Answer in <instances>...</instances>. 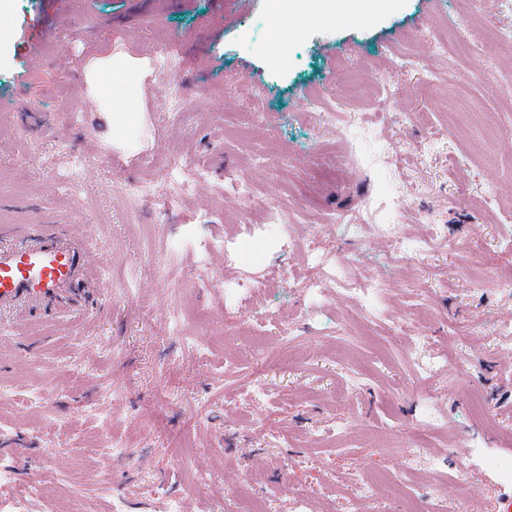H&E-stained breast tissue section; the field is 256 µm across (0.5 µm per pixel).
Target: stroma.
I'll use <instances>...</instances> for the list:
<instances>
[{"label": "stroma", "instance_id": "35a3bbf8", "mask_svg": "<svg viewBox=\"0 0 512 512\" xmlns=\"http://www.w3.org/2000/svg\"><path fill=\"white\" fill-rule=\"evenodd\" d=\"M131 3L0 0V102L15 106L0 225H75L106 287L90 323L0 332V467L15 472L0 497L12 512H166L171 495L183 512H494L512 493L496 473L512 467V48L496 40L512 10L251 0L219 21L216 0H148L158 23L130 30ZM290 13L302 28L270 40ZM39 24L57 36L24 63ZM106 56L133 75L118 136L86 78ZM339 97L365 118L349 145L343 117L311 108ZM170 152L208 178L176 192ZM130 182L147 194L126 197ZM316 229L325 273L343 266L360 291L294 286ZM153 250L168 281L142 268ZM126 436L131 452L108 455Z\"/></svg>", "mask_w": 512, "mask_h": 512}]
</instances>
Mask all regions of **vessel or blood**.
<instances>
[{"mask_svg":"<svg viewBox=\"0 0 512 512\" xmlns=\"http://www.w3.org/2000/svg\"><path fill=\"white\" fill-rule=\"evenodd\" d=\"M93 263V250L67 226H0V331L39 311L78 321L93 316L104 293L87 275Z\"/></svg>","mask_w":512,"mask_h":512,"instance_id":"vessel-or-blood-1","label":"vessel or blood"}]
</instances>
